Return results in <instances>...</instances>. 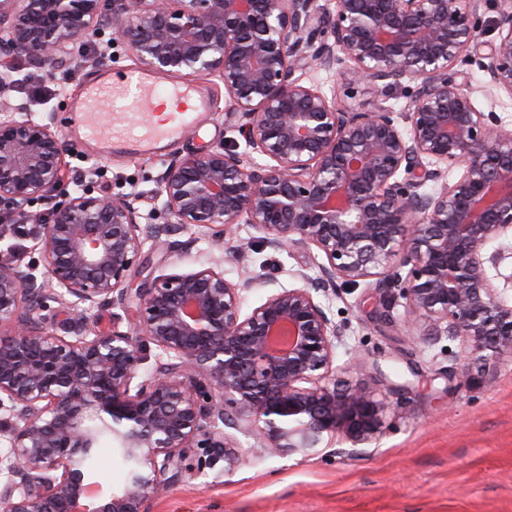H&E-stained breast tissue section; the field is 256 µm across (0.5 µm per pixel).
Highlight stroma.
<instances>
[{
  "mask_svg": "<svg viewBox=\"0 0 512 512\" xmlns=\"http://www.w3.org/2000/svg\"><path fill=\"white\" fill-rule=\"evenodd\" d=\"M76 47L82 65L74 71L36 69L17 58L7 102L26 104L35 114L54 113L62 128L69 100L80 95L96 69L123 72L139 65L108 29L80 37ZM178 80L204 85L211 107L200 131L168 143L166 158L239 142L226 114L223 83L197 73ZM65 167L67 190L86 186L106 196L139 193L150 200L164 163L122 154L92 158L73 142ZM178 237L192 241V249H145L128 279L130 288L174 268L194 269L213 256L206 233L190 227ZM321 262L313 250L266 247L246 224L224 247L225 279L236 283L253 276L263 282L245 293L248 309L277 288L294 286L297 275L319 278ZM324 302L345 327L337 379L354 386L379 370L389 377L380 391L399 409L387 415L381 435L357 458L341 454V439L305 458L262 457L243 436V464L229 473L219 464L205 475L184 478L151 502L150 512H512V360L490 362L488 372L465 382L458 342L424 346L403 326L399 306L391 312L392 323L381 322L373 288L341 284Z\"/></svg>",
  "mask_w": 512,
  "mask_h": 512,
  "instance_id": "obj_1",
  "label": "stroma"
}]
</instances>
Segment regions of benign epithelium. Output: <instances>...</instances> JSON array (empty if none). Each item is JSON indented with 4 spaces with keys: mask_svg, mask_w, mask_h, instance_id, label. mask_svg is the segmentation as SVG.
Wrapping results in <instances>:
<instances>
[{
    "mask_svg": "<svg viewBox=\"0 0 512 512\" xmlns=\"http://www.w3.org/2000/svg\"><path fill=\"white\" fill-rule=\"evenodd\" d=\"M489 1L497 35L475 59L476 90L456 66L476 52ZM111 24L152 70L222 81L247 151L170 159L161 224L139 198L89 188L44 214L31 204L60 185L67 144L52 114L0 109V219L34 226L45 269L0 256V326L14 332L0 342V512H148L185 476L221 459L234 469L239 433L270 455L308 457L338 435L342 453L362 454L393 404L334 383L345 326L320 295L338 281L402 306L423 342H459L464 379L512 359V300L489 274L503 260L491 242L512 237V129L494 110L512 98V0H336L331 14L316 0H0V92L15 58L77 69L75 40ZM337 67L384 101L412 84L407 127L390 106L365 111L306 82ZM237 224L273 249L316 250L321 277L301 274L247 313L256 282L226 280L221 258L126 287L146 244L188 251L170 237L193 226L221 250ZM68 301L75 316L55 324L50 303ZM109 306L112 328L95 330L87 312ZM131 307L136 334L123 329ZM104 436L129 469L86 511L80 460Z\"/></svg>",
    "mask_w": 512,
    "mask_h": 512,
    "instance_id": "benign-epithelium-1",
    "label": "benign epithelium"
}]
</instances>
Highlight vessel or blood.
Returning <instances> with one entry per match:
<instances>
[{"mask_svg": "<svg viewBox=\"0 0 512 512\" xmlns=\"http://www.w3.org/2000/svg\"><path fill=\"white\" fill-rule=\"evenodd\" d=\"M209 107L203 87L164 84L146 68L119 74L106 68L73 107L74 135L94 142L100 156L154 159L161 144L197 127Z\"/></svg>", "mask_w": 512, "mask_h": 512, "instance_id": "b4317fda", "label": "vessel or blood"}]
</instances>
